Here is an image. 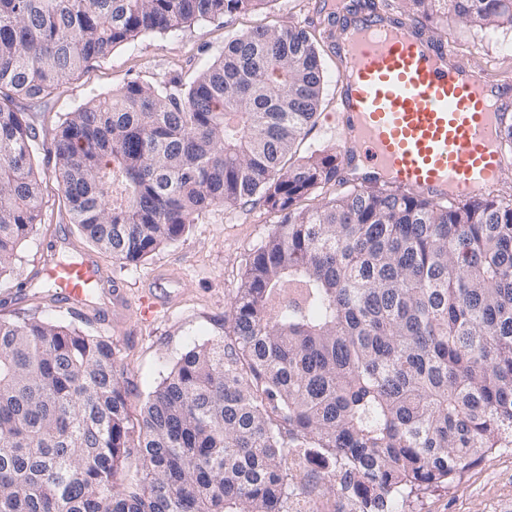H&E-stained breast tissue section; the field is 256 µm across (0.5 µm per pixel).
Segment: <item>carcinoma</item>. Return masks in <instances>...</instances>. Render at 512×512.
<instances>
[{
	"instance_id": "cac0c4a2",
	"label": "carcinoma",
	"mask_w": 512,
	"mask_h": 512,
	"mask_svg": "<svg viewBox=\"0 0 512 512\" xmlns=\"http://www.w3.org/2000/svg\"><path fill=\"white\" fill-rule=\"evenodd\" d=\"M265 0H0V276L41 223L50 97L143 34ZM512 29V0H400ZM314 33L256 27L189 85L130 81L59 118L46 151L70 223L138 264L214 206L279 220L249 254L229 340L185 352L131 420L112 342L0 319V512H288V452L361 512L450 488L512 448V198L347 185L338 154L291 162L314 125ZM341 186L317 207L300 201Z\"/></svg>"
}]
</instances>
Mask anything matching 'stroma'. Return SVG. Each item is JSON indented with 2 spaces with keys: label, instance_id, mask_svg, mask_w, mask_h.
<instances>
[{
  "label": "stroma",
  "instance_id": "stroma-1",
  "mask_svg": "<svg viewBox=\"0 0 512 512\" xmlns=\"http://www.w3.org/2000/svg\"><path fill=\"white\" fill-rule=\"evenodd\" d=\"M341 15L330 12L324 0H265L246 15L195 22L180 30L149 33L116 46L110 56L91 63L78 77L63 83L45 101L17 97L44 143L53 140L60 115L93 97H104L132 80L159 83L177 77L188 82L211 64L226 38L257 25L275 29L299 25L315 31L325 83L315 127L297 149L298 157L315 150L340 151L328 131L335 110L337 28ZM430 38L450 44L458 59L478 75L494 82L512 83V29L478 28L455 16L425 24ZM35 163L44 179L41 222L18 251L12 271L0 277V318L38 317L74 321L109 339L116 349L118 369L128 388L131 417H138L147 393L156 387L182 354L195 345L224 335V321L232 308L251 250L263 241L275 214L259 205L236 208L216 206L199 216L187 236L160 247L145 261L130 265L99 254L110 278L129 293L140 291L156 273L170 274L176 298L170 308L145 320L126 315L109 325L96 314L73 315L68 307L48 296L42 278L49 257L46 244L56 243L66 256H82L90 246L70 224L53 180L54 159L38 152ZM404 512H512V450L485 455L466 470L453 488L422 495L403 506Z\"/></svg>",
  "mask_w": 512,
  "mask_h": 512
}]
</instances>
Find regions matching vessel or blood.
Listing matches in <instances>:
<instances>
[{
  "instance_id": "b4317fda",
  "label": "vessel or blood",
  "mask_w": 512,
  "mask_h": 512,
  "mask_svg": "<svg viewBox=\"0 0 512 512\" xmlns=\"http://www.w3.org/2000/svg\"><path fill=\"white\" fill-rule=\"evenodd\" d=\"M342 86L336 134L346 143L342 171L368 176L436 200L466 198L494 186L512 167L500 141L507 110L503 92L456 62L447 45L403 18L347 15L337 43ZM52 273L61 300L82 310L86 292L109 282L90 255ZM168 293L145 290L132 299L112 290V317L130 308L150 317Z\"/></svg>"
}]
</instances>
